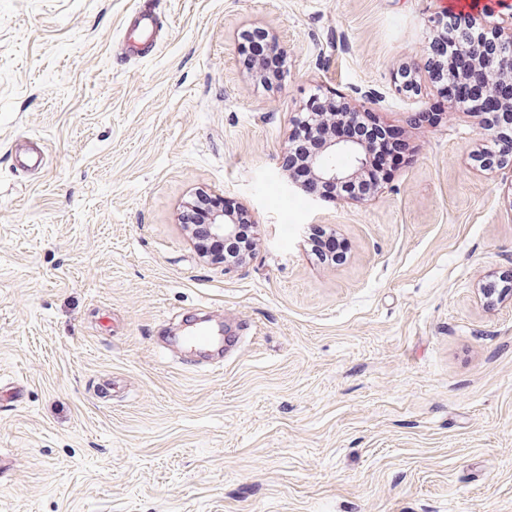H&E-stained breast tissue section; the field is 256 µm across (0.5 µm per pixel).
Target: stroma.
Listing matches in <instances>:
<instances>
[{
    "mask_svg": "<svg viewBox=\"0 0 512 512\" xmlns=\"http://www.w3.org/2000/svg\"><path fill=\"white\" fill-rule=\"evenodd\" d=\"M137 3L0 0V512H512V289L483 293L512 282V167L479 162L483 114L423 123L439 94L398 88L440 0H149L133 57ZM316 91L414 147L364 202L282 166ZM200 191L257 222L243 262L180 223ZM201 312L234 334L205 366L163 342ZM162 25L156 14L140 5L128 18L124 31V45L130 56L139 55L157 43V34ZM241 56L247 68H259L263 76L277 77L284 67V59L278 45L264 29L246 31L242 38ZM309 245L319 259L334 261V257L344 251V244L335 236H325L323 233L312 232L308 236Z\"/></svg>",
    "mask_w": 512,
    "mask_h": 512,
    "instance_id": "stroma-1",
    "label": "stroma"
}]
</instances>
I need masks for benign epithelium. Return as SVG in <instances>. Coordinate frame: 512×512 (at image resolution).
Instances as JSON below:
<instances>
[{
    "label": "benign epithelium",
    "mask_w": 512,
    "mask_h": 512,
    "mask_svg": "<svg viewBox=\"0 0 512 512\" xmlns=\"http://www.w3.org/2000/svg\"><path fill=\"white\" fill-rule=\"evenodd\" d=\"M431 26L436 29L435 40L428 43L426 54L435 55L436 41L451 38L458 33L454 15L444 11L431 16ZM477 31L466 30V39L457 50L456 59L448 60L427 70L432 83L440 81L442 74L450 72L458 76L462 84L477 83L494 92V101L500 111L497 118L487 121L496 129L497 138L512 144V3L507 11H483ZM489 36L497 46L492 59L481 55L479 41ZM325 112L351 114L359 108L350 105L341 96H329L323 105ZM348 156V161L339 167L327 164V159L336 155ZM370 163V155L358 140L330 138L322 149L306 162L312 175L327 183L342 185L354 178ZM239 227L236 216L216 210L211 216L210 235L217 240L233 238Z\"/></svg>",
    "instance_id": "obj_1"
}]
</instances>
